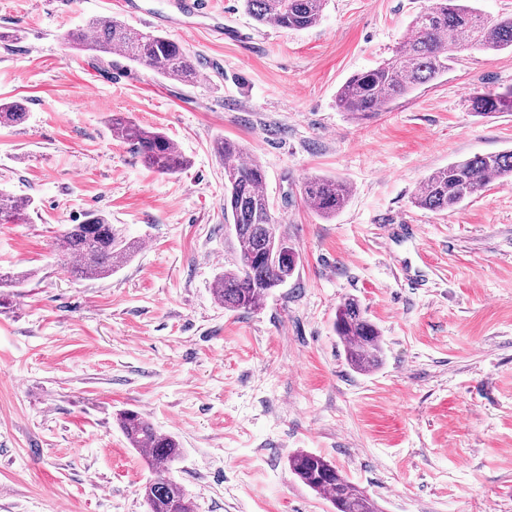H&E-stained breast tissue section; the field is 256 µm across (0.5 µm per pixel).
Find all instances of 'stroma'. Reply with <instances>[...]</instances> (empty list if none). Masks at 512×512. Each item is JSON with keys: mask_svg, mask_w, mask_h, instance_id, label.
I'll use <instances>...</instances> for the list:
<instances>
[{"mask_svg": "<svg viewBox=\"0 0 512 512\" xmlns=\"http://www.w3.org/2000/svg\"><path fill=\"white\" fill-rule=\"evenodd\" d=\"M209 2L224 36L197 20L166 31L196 59L185 85L65 42L98 16L144 29L120 0H0V29L21 33L0 46V100L27 108L0 127V189L35 201L25 223L0 224V268L34 272L0 288V512H147L153 473L117 425L127 409L179 440L170 475L196 512H334L290 472L299 451L381 512H512V184L452 211L412 202L448 163L512 150V112L468 102L512 87V50L466 52L360 119L337 91L391 57L428 0H328L303 30ZM113 114L162 131L190 167L148 170ZM220 138L263 167L299 255L257 311L213 295L234 257ZM311 176L351 185L336 216L304 202ZM90 211L139 248L77 281L59 238ZM348 297L381 333L367 373L334 331Z\"/></svg>", "mask_w": 512, "mask_h": 512, "instance_id": "35a3bbf8", "label": "stroma"}]
</instances>
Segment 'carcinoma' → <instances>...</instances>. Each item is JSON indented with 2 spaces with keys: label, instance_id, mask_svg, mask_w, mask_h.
Here are the masks:
<instances>
[{
  "label": "carcinoma",
  "instance_id": "obj_1",
  "mask_svg": "<svg viewBox=\"0 0 512 512\" xmlns=\"http://www.w3.org/2000/svg\"><path fill=\"white\" fill-rule=\"evenodd\" d=\"M245 10L262 25L306 29L318 24L327 0H243ZM74 48L110 55L118 50L132 62L143 64L163 77L189 83L197 72L190 52L177 42L153 31L131 30L121 21L103 17L65 34ZM512 49V16L487 18L463 0H432V5L413 17L408 36L394 54L378 67L351 76L336 95L343 112L367 115L389 108L418 86L448 73L450 62L468 50ZM470 108L481 116L512 112V88L503 92H474ZM26 118L17 101L0 102V126H15ZM112 133L128 142L143 164L161 174L184 170L189 161L161 131L135 121L112 117ZM224 157V220L237 242L234 262L216 280L215 295L224 308L254 311L262 308L274 289L288 283L298 265V255L288 246L273 205L264 192L265 175L256 163L240 164L233 158L241 149L232 141L216 142ZM492 179L512 182V150L475 155L451 162L430 174L414 195L415 206L448 211L479 194ZM349 186L339 180L312 177L303 183V197L322 216H334L344 208ZM32 198L0 191V223L27 218ZM61 247L74 262L70 271L79 280L112 276L138 249L97 214L81 224H69L61 235ZM336 336L344 345L346 360L366 373L382 362L380 330L359 300L348 297L336 310ZM118 425L129 445L138 450L154 478L140 493L148 512H195L183 488L169 476L170 465L181 455L180 443L160 434L141 413L118 414ZM288 468L305 486L327 496L338 512H378L374 502L335 464L321 455L301 452L288 458Z\"/></svg>",
  "mask_w": 512,
  "mask_h": 512
}]
</instances>
